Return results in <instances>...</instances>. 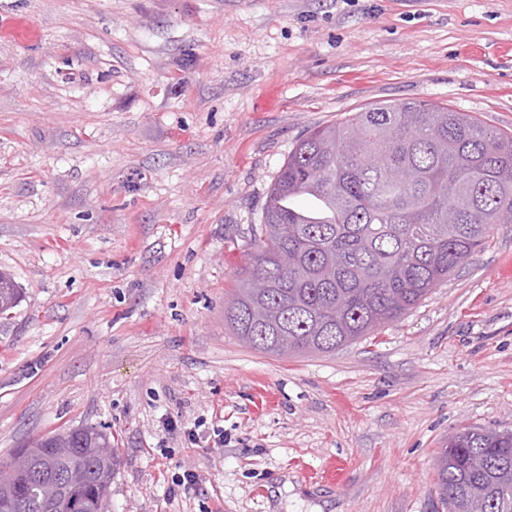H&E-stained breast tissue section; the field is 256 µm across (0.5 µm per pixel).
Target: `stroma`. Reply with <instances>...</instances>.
<instances>
[{"instance_id": "stroma-1", "label": "stroma", "mask_w": 512, "mask_h": 512, "mask_svg": "<svg viewBox=\"0 0 512 512\" xmlns=\"http://www.w3.org/2000/svg\"><path fill=\"white\" fill-rule=\"evenodd\" d=\"M14 20L43 39L0 34V460L95 426L107 512H444V441L512 431V223L331 354L250 349L224 300L308 130L424 100L512 132V0H0Z\"/></svg>"}]
</instances>
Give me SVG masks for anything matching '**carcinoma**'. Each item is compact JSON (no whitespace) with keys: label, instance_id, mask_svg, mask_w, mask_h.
<instances>
[{"label":"carcinoma","instance_id":"carcinoma-1","mask_svg":"<svg viewBox=\"0 0 512 512\" xmlns=\"http://www.w3.org/2000/svg\"><path fill=\"white\" fill-rule=\"evenodd\" d=\"M512 223V134L424 100L381 101L300 138L271 185L224 324L272 356L329 354L425 299ZM78 465L57 512H103L117 456L107 433L67 430ZM41 464H57L49 437ZM450 512H512V432L465 429L440 449Z\"/></svg>","mask_w":512,"mask_h":512}]
</instances>
